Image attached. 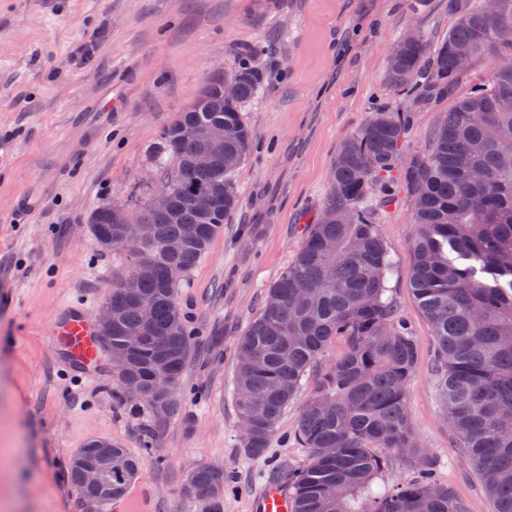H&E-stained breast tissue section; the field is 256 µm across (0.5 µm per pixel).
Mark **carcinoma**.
Returning a JSON list of instances; mask_svg holds the SVG:
<instances>
[{"label":"carcinoma","instance_id":"carcinoma-1","mask_svg":"<svg viewBox=\"0 0 512 512\" xmlns=\"http://www.w3.org/2000/svg\"><path fill=\"white\" fill-rule=\"evenodd\" d=\"M455 22L434 45L421 35L397 41L387 61L386 83L407 107L370 113L340 143L328 193L316 222L306 227L294 259L266 289L261 310L238 337L233 399L247 457L270 448L281 416L299 404L295 442L308 454L288 466L293 512H468L465 501L433 476L436 461L419 449L407 405L419 344L401 317L388 286L394 262L374 211L398 202L395 187L415 200L410 246V288L431 324L437 345L435 385L456 435V448L485 485L492 512H512V0L490 9L476 0H448ZM470 61L499 59L490 79L460 94ZM236 94L224 97V80ZM261 76L243 67L211 78L193 105L163 127L150 151L157 183L143 191L145 231L128 251L131 270L112 289L115 312L109 332L120 397L133 415L159 407L181 409L178 385L191 334L179 305L181 281L206 253L217 230L236 208L232 173L246 160L252 132L241 105L257 92ZM453 98L430 148L405 155L412 108ZM213 156L209 168L196 156ZM126 208L102 203L88 219L120 232ZM153 301L143 319L135 296ZM344 352L318 369L325 347ZM165 360L175 388L154 392L155 365ZM315 388L298 401L303 381ZM122 467L112 472L120 498L137 476L142 458L108 442ZM398 457L415 470L409 482L379 495L375 481ZM226 473L204 464L191 469L184 496L200 512H223Z\"/></svg>","mask_w":512,"mask_h":512}]
</instances>
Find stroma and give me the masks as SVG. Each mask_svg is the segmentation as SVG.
Returning a JSON list of instances; mask_svg holds the SVG:
<instances>
[{
    "mask_svg": "<svg viewBox=\"0 0 512 512\" xmlns=\"http://www.w3.org/2000/svg\"><path fill=\"white\" fill-rule=\"evenodd\" d=\"M452 22L448 0H0V512H79L67 477L78 449L105 438L138 455L151 425L158 456L115 500L118 512H191L183 484L198 464L227 471L223 512H253L258 492L305 460L293 407L266 456H244L237 339L299 250L338 145L370 112L399 104L385 80L395 38L416 27L437 41ZM245 65L262 79L241 108L253 145L232 175L239 204L179 289L195 331L182 411L159 423L134 417L112 394L110 361L77 367L51 329L70 307L98 313L128 271L126 253L93 236L91 210H137L161 128L209 78ZM106 87L112 115L83 140L77 116ZM448 108L415 110L409 152L427 150ZM44 186L39 205L14 212L19 194ZM377 220L396 261L400 313L419 343L408 404L420 448L469 512H491L453 451L436 392L432 328L409 286L411 210L402 203Z\"/></svg>",
    "mask_w": 512,
    "mask_h": 512,
    "instance_id": "35a3bbf8",
    "label": "stroma"
}]
</instances>
